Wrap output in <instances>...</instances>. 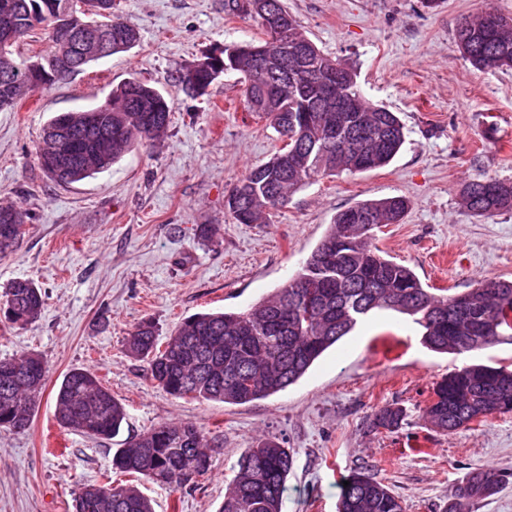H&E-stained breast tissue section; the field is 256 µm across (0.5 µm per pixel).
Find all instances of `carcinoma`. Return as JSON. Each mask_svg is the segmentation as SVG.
I'll list each match as a JSON object with an SVG mask.
<instances>
[{"mask_svg":"<svg viewBox=\"0 0 512 512\" xmlns=\"http://www.w3.org/2000/svg\"><path fill=\"white\" fill-rule=\"evenodd\" d=\"M69 0H0V13L10 15L14 39L0 60V109L12 108L38 91L17 85L13 70L29 59L15 47L35 29L44 31L47 47L38 57L49 66L54 81L65 80L91 64L80 43L54 38L55 22ZM231 7L257 19L265 32L258 42L224 45L222 68L209 55L182 69L178 80L188 91H205L226 72L244 78L247 111L270 122L284 145L268 162L249 169L229 192L226 207L239 224H267L291 194L313 180L341 172L364 173L388 165L404 141V125L389 109L367 101L358 91L354 70L325 55L303 32L282 0H232ZM96 32H112V53L130 50L137 33L112 19V12L85 17ZM456 42L477 69L512 67V18L486 9L459 19ZM304 52L305 65L296 73L278 70L285 50ZM282 74L283 87L274 93L267 79ZM336 77L340 93L355 111L349 120L364 118L371 138L328 141L319 119L326 106L313 86L314 75ZM140 100L154 111L138 109ZM171 106L157 89L129 78L99 106V122L89 125L83 112H63L43 126L36 148L45 176L59 185L88 178L112 165L136 144L161 139L170 125ZM66 121L79 156L77 166L55 175L48 161L55 152L49 130ZM461 205L479 217L512 209V183L488 178L465 184ZM408 207L402 196L365 200L336 214L333 224L305 260L300 271L274 293L243 312L197 313L184 318L158 344L156 325L144 320L126 337L127 353L149 365L150 380L176 398L244 405L274 395L295 384L331 346L348 335L373 310H391L409 317L423 330L422 342L432 351L465 355L512 341V282L492 278L449 295L424 288L409 267L384 257L367 235L398 224ZM30 221L29 212L15 204H0V256L14 253L22 236L7 232L6 217ZM44 297L29 279L13 281L0 302V315L12 325L27 326L41 316ZM46 366L35 352L0 359V428L24 430L31 422L46 377ZM250 376L247 388L234 377ZM434 399L424 418L448 434L467 426L479 411L512 412V370L468 364L436 382ZM60 425L87 437L110 440L126 420L124 404L90 369L68 371L56 395ZM399 407H383L370 421L373 430L395 431L402 420ZM212 444L192 423L171 422L153 427L125 442L112 458V469L139 475L176 492L188 485L185 474L202 476L210 466ZM293 457L276 437L263 438L238 463L219 512H281L285 483ZM500 469L472 471L450 494L448 512H467L471 503L496 494L506 483ZM341 487L339 512H403L402 501L365 472H354ZM75 512H153L151 501L137 486L114 483L86 486L75 499Z\"/></svg>","mask_w":512,"mask_h":512,"instance_id":"obj_1","label":"carcinoma"}]
</instances>
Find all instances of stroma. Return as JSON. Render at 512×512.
I'll return each mask as SVG.
<instances>
[{
	"instance_id": "obj_1",
	"label": "stroma",
	"mask_w": 512,
	"mask_h": 512,
	"mask_svg": "<svg viewBox=\"0 0 512 512\" xmlns=\"http://www.w3.org/2000/svg\"><path fill=\"white\" fill-rule=\"evenodd\" d=\"M228 3L114 0V14L139 33L134 48L0 110V203L23 204L31 216L17 251L0 258V292L27 278L45 294L34 325L0 321V358L34 351L47 366L30 427L0 429V512H75L81 489L110 473L124 437L168 422L195 424L216 447L192 487L139 480L154 512H218L243 452L268 435L293 456L282 512H338L342 477L363 468L404 512H446L474 469L512 471V412L448 435L423 418L443 376L468 363L510 365L512 344L439 354L411 322L378 311L296 384L237 406L173 397L127 354L125 338L143 319L165 337L191 314L241 311L272 293L336 213L363 200L408 198L403 222L375 229V243L423 285L457 292L512 281V210L476 217L459 198L472 180L512 182V69H475L455 43L458 18L483 9L512 16V0H284L318 48L355 67L362 95L397 113L405 142L385 167L304 185L267 224L236 223L225 200L281 147L279 134L247 116L239 74L224 73L197 97L176 80L214 48L262 38L257 20ZM131 77L170 102L167 135L83 181H49L35 158L44 123L103 103ZM201 224L209 239L198 237ZM73 368L96 370L123 402L119 437L59 425L55 396ZM390 405L403 410L399 428L370 430Z\"/></svg>"
}]
</instances>
